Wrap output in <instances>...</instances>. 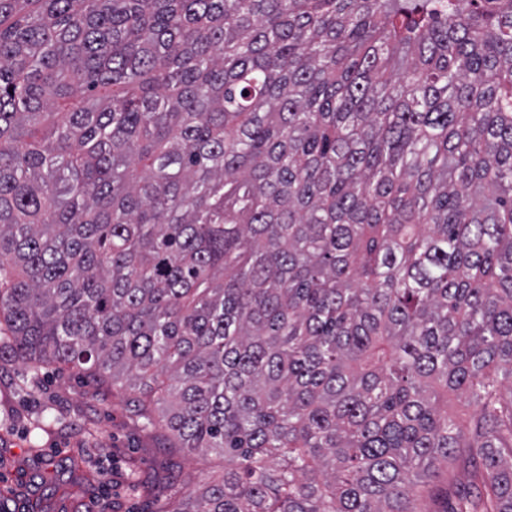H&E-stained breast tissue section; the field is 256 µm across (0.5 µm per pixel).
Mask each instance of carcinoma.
Masks as SVG:
<instances>
[{
  "instance_id": "1",
  "label": "carcinoma",
  "mask_w": 512,
  "mask_h": 512,
  "mask_svg": "<svg viewBox=\"0 0 512 512\" xmlns=\"http://www.w3.org/2000/svg\"><path fill=\"white\" fill-rule=\"evenodd\" d=\"M6 356L220 454L157 512H512V0H0Z\"/></svg>"
}]
</instances>
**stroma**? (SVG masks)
Here are the masks:
<instances>
[{"instance_id":"35a3bbf8","label":"stroma","mask_w":512,"mask_h":512,"mask_svg":"<svg viewBox=\"0 0 512 512\" xmlns=\"http://www.w3.org/2000/svg\"><path fill=\"white\" fill-rule=\"evenodd\" d=\"M219 457L158 447L122 391L92 378L0 362V507L5 512H155L202 488ZM111 471L103 488L99 475Z\"/></svg>"}]
</instances>
